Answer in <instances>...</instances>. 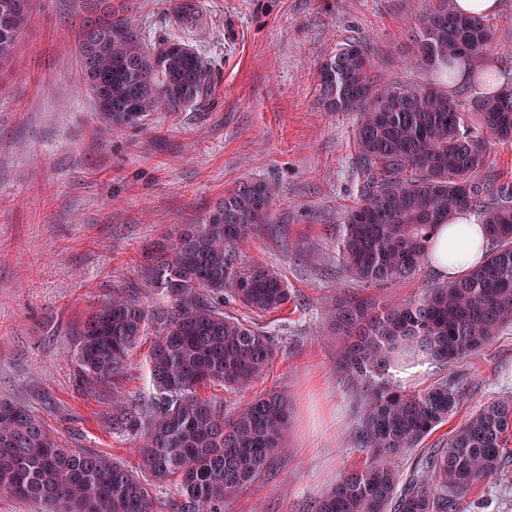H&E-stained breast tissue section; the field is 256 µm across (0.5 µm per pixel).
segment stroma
<instances>
[{
    "mask_svg": "<svg viewBox=\"0 0 512 512\" xmlns=\"http://www.w3.org/2000/svg\"><path fill=\"white\" fill-rule=\"evenodd\" d=\"M189 39L220 62V102L203 116L158 112L114 133L80 86L79 0H31L33 19L0 65V399L27 405L60 447L93 452L130 469L138 439L113 435L112 388L75 381L76 330L114 289L153 291L144 271L151 245L202 222L245 180L275 183L270 224L242 251L273 267L293 300L267 316L279 342L260 388L287 393L283 450L227 512H312L357 455L361 385L322 335L326 308L357 296L417 297L438 282L431 264L398 288L356 289L336 264V234L356 198L354 114L323 109L317 72L345 41L368 45L384 81L434 85L412 64L415 36L434 0H199ZM175 0H112L145 34L167 32ZM487 21L505 46L490 61L512 75V0ZM456 376L463 399L425 442L489 400L512 398V331L431 381Z\"/></svg>",
    "mask_w": 512,
    "mask_h": 512,
    "instance_id": "35a3bbf8",
    "label": "stroma"
}]
</instances>
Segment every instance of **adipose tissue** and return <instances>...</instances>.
<instances>
[{
	"label": "adipose tissue",
	"mask_w": 512,
	"mask_h": 512,
	"mask_svg": "<svg viewBox=\"0 0 512 512\" xmlns=\"http://www.w3.org/2000/svg\"><path fill=\"white\" fill-rule=\"evenodd\" d=\"M487 244L484 227L477 217L469 212L458 214L439 228L429 260L440 277L454 278L482 261Z\"/></svg>",
	"instance_id": "adipose-tissue-1"
}]
</instances>
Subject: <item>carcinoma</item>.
<instances>
[{
  "label": "carcinoma",
  "mask_w": 512,
  "mask_h": 512,
  "mask_svg": "<svg viewBox=\"0 0 512 512\" xmlns=\"http://www.w3.org/2000/svg\"><path fill=\"white\" fill-rule=\"evenodd\" d=\"M0 0V63L31 22L25 6ZM176 26L199 20L194 0H177ZM87 93L112 101L100 116L123 132L156 112H209L217 107L221 65L189 46L169 52L171 35L146 38L124 15L102 18ZM503 49L481 16L436 0L422 19L414 60L438 76L435 86L404 88L374 78L370 50L348 41L324 58L319 96L329 112H353L355 205L344 212L336 260L362 288H395L426 260L439 226L457 211L476 214L491 248L462 277L424 289L405 303L353 301L327 313L341 337L339 357L361 381L355 446L360 465L341 471L315 512H465L474 494L494 484L512 458V400H490L448 439L400 463L455 413L456 379L419 390L386 378L403 346L443 365L463 361L512 328V181L481 176L496 142H512V82L486 65ZM485 94L465 97L466 86ZM276 189L246 180L224 196L219 217L187 224L157 244L146 274L153 306L117 292L81 322L74 353L81 388L118 389L141 337L155 336L148 356L151 392L140 405L113 404L112 433L140 439L139 472L97 453L60 447L40 418L0 402V494L37 500L45 512H155L146 478L174 479L173 512H226L266 472L282 448L288 397L254 387L277 356L275 335L260 319L292 301L272 268L245 264L243 247L271 221ZM244 315L224 313V303ZM218 384L244 396L226 401L199 390Z\"/></svg>",
  "instance_id": "1"
}]
</instances>
